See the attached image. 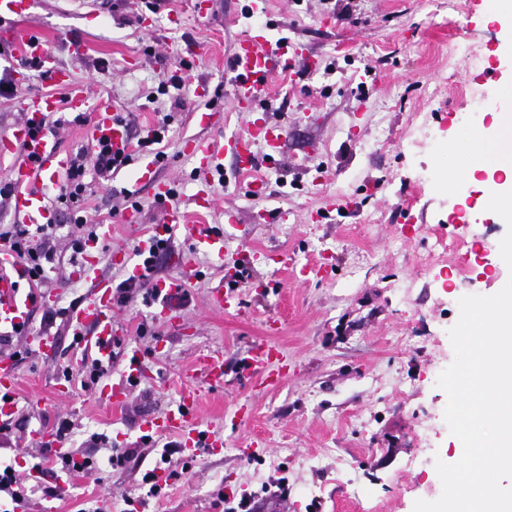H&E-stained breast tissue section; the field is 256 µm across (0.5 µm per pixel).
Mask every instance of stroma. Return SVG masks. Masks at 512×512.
I'll return each mask as SVG.
<instances>
[{
	"mask_svg": "<svg viewBox=\"0 0 512 512\" xmlns=\"http://www.w3.org/2000/svg\"><path fill=\"white\" fill-rule=\"evenodd\" d=\"M169 7L182 12L180 25L169 24L167 12L152 15L134 4L34 0L20 25L45 40L90 102L116 105L132 138L170 113L158 174L175 184L190 223L224 229L228 249L218 259L183 232L172 234L171 252L160 258L154 278L178 275L175 255L187 258L193 275L178 304L180 326L157 320L154 301L140 296L113 310L120 344L108 380L122 379L134 348L154 375L131 387L122 410L82 389L79 378H64L61 365L84 353L69 318H57L51 329L55 357L27 353L25 338H18L24 355L15 363L16 397L23 415L10 435L0 434V464L46 462L31 432L61 417L82 425L69 442L74 449L89 431L117 443L136 441L146 416L161 414L183 388L197 386L203 428L224 446L202 449L192 461L173 456L160 497H147L142 476L159 460L164 435L141 464L113 468L108 450L97 451L98 477L73 478L60 497L46 495L55 481L45 477L26 512H87L103 498L112 512H124L126 498L138 496L147 499L145 512H227L228 501L244 495L251 512H413L416 500L442 493L436 469H422L421 460L459 459L458 440L444 421L447 396L436 385L454 359L446 325L457 322L461 297L496 294L512 277L499 250L505 221L477 194L468 201L466 223H455L459 200L434 190L430 160L435 143L463 127L476 99L495 102L512 82L503 26L486 19L485 0H351L347 20L332 0H211L207 21L185 11L181 0ZM256 26L270 41L296 43L315 72L294 67L277 74L268 104L254 113L238 111L227 98L211 103L208 92L223 85L235 43ZM71 39L84 43V55L67 51ZM188 43L201 54L181 91L184 105L174 110L158 87L179 71L178 50ZM149 47L154 56L146 55ZM28 72L17 99L0 101V134L23 121L22 99L61 93L39 71ZM214 109L224 114L223 128L202 121ZM258 117L288 128L278 164L245 173L225 156L213 206L197 210L190 203L193 160L183 142L242 134ZM140 163L133 157L112 181L141 203L140 223L113 217L94 270L81 279L71 278L70 253L58 244L60 265L47 283L55 298L36 303L32 332H40L45 312L88 300L98 280L116 285L126 278L113 251L132 250L162 212L137 180ZM257 178L267 185L259 200L246 193ZM329 196L335 207H327ZM229 207L242 223H225ZM282 213L287 222L279 221ZM246 248L285 250L297 264L317 261L330 272L271 288V269L244 262ZM229 262L248 281L239 290L245 319L209 306ZM271 322L277 330L269 335ZM263 338L288 358L284 382L259 386L240 369ZM203 352L223 354V387L201 386L193 375ZM62 380L70 389L63 399L56 395Z\"/></svg>",
	"mask_w": 512,
	"mask_h": 512,
	"instance_id": "obj_1",
	"label": "stroma"
}]
</instances>
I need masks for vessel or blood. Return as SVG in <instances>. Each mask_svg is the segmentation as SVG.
I'll list each match as a JSON object with an SVG mask.
<instances>
[{"instance_id": "vessel-or-blood-1", "label": "vessel or blood", "mask_w": 512, "mask_h": 512, "mask_svg": "<svg viewBox=\"0 0 512 512\" xmlns=\"http://www.w3.org/2000/svg\"><path fill=\"white\" fill-rule=\"evenodd\" d=\"M10 38L19 45L23 54L37 63L40 70L48 74L57 86L71 89L70 74L61 69L55 57L47 50L44 40L26 30H11ZM311 66L309 56L301 51H289L287 42H269L261 30L244 34L237 41L230 57L226 72L229 94L238 111L251 112L271 96L270 78L279 71L292 67L295 63ZM72 91V89H71ZM86 96L72 91L68 107L74 111L83 110ZM59 109L55 96L36 95L25 100L23 110L26 120L11 131L0 135V156L13 155L17 161L11 170L14 186L13 209L21 223L27 225L46 224L52 220V210L46 195L47 188L56 186L70 166V156L60 150L56 141L46 131L41 130V120L46 113ZM287 135L285 126L269 121L252 124L246 133L237 134L224 141L209 142L190 139L184 151L194 161V194L192 201L197 208H211L213 174L225 154L237 157L243 171H251L258 165L255 154L257 145H265L270 157H277ZM91 139L108 138L113 152L130 155L133 151L131 136L125 124L116 119V108L105 102L98 103L92 121L87 129ZM138 180L150 184L155 202L162 204L163 213L158 224L153 225L148 239L142 240L141 249H148L151 240L165 237L174 229H181L192 240L207 247L216 257L224 255V235L217 231L202 232L200 225L190 223L186 211L172 200V186L156 175L154 162L142 161L138 169ZM274 271L292 269L296 283L303 284L323 276L325 266L305 264L290 268L287 252H279L271 259ZM24 270L17 262L9 244H0V325H18L28 322L31 301L20 292V280ZM240 281L235 269L226 272L225 287L217 288L210 296L213 310L227 315H241L238 288ZM161 300L155 309L157 318L171 321L175 318L176 302L186 288L182 277L171 278L157 283ZM113 289L109 282H100L94 297L79 306L72 318L78 327L92 326L93 335L80 337L81 345L93 349L101 359H110L112 341L119 330L112 320ZM244 368L250 374L269 381L272 377L284 378L288 375V364L278 350L267 342L255 343ZM194 374L206 385H223L226 377L224 357L209 352L200 355L194 364ZM150 372L143 366L139 351H131L127 357L124 377L117 383L103 384L101 397L113 409H122L126 403L128 388L149 381ZM17 374L10 359L0 360V418L8 417L15 409ZM199 394L197 389L188 388L181 392L173 406L159 416L146 420L144 432L172 434L177 436L178 445L186 457H194L197 449L209 447L210 441L202 431V423L197 414Z\"/></svg>"}]
</instances>
